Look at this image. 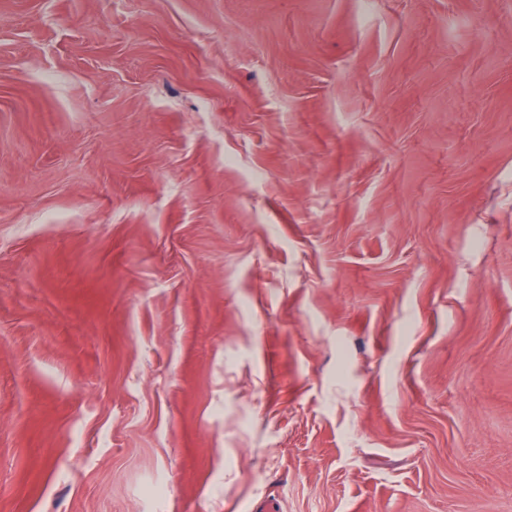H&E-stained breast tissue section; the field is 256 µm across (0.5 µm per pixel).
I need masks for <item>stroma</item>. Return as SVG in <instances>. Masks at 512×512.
<instances>
[{
	"instance_id": "35a3bbf8",
	"label": "stroma",
	"mask_w": 512,
	"mask_h": 512,
	"mask_svg": "<svg viewBox=\"0 0 512 512\" xmlns=\"http://www.w3.org/2000/svg\"><path fill=\"white\" fill-rule=\"evenodd\" d=\"M512 512V0H0V512Z\"/></svg>"
}]
</instances>
